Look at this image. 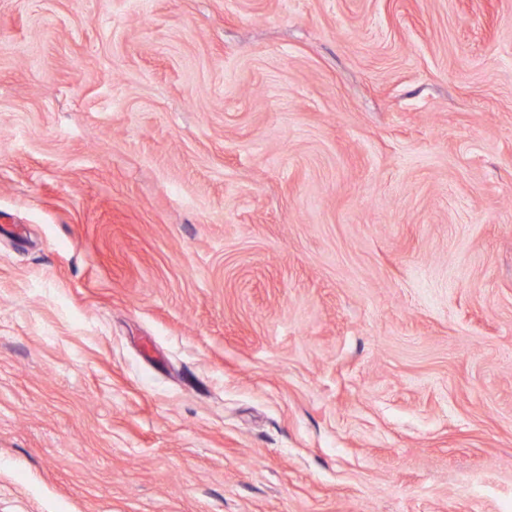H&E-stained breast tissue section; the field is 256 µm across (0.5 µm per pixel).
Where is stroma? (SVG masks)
Here are the masks:
<instances>
[{
    "instance_id": "35a3bbf8",
    "label": "stroma",
    "mask_w": 512,
    "mask_h": 512,
    "mask_svg": "<svg viewBox=\"0 0 512 512\" xmlns=\"http://www.w3.org/2000/svg\"><path fill=\"white\" fill-rule=\"evenodd\" d=\"M0 512H512V0H0Z\"/></svg>"
}]
</instances>
